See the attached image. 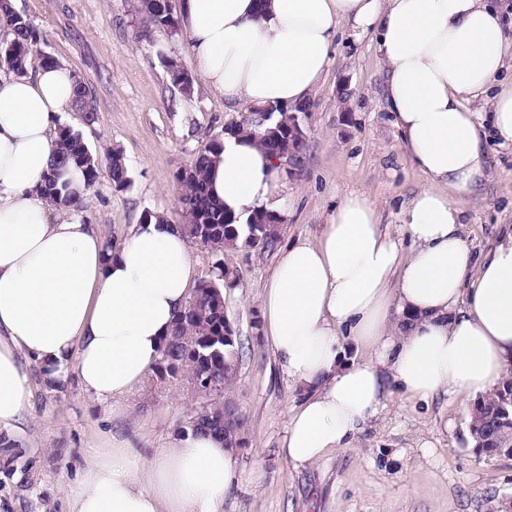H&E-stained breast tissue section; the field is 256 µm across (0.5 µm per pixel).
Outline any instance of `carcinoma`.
<instances>
[{"label":"carcinoma","mask_w":512,"mask_h":512,"mask_svg":"<svg viewBox=\"0 0 512 512\" xmlns=\"http://www.w3.org/2000/svg\"><path fill=\"white\" fill-rule=\"evenodd\" d=\"M133 12L144 24L161 28L172 35L178 34L179 23L173 0H133ZM0 27L7 36L0 41V68L23 73L33 48L41 38L40 30L27 17L7 5L0 6ZM170 81L180 88L184 97L193 94V77L175 60L163 57ZM72 108L85 114L87 122L95 120L96 109L88 96L84 83L74 79ZM309 112L304 102L292 109L269 107L251 109L230 133L248 132L259 138V144L275 157L283 152L280 137L296 132L298 158H304L308 143L301 115ZM58 148L51 163L45 186L46 194L66 206H79V198L68 190V183L59 182L60 172L72 168L81 173L85 187L95 185L99 166L107 164L110 178L118 190L130 184L128 168L120 149L109 151L104 158L89 156V150L80 134L62 126L58 128ZM222 149V140L214 137L198 148L191 165L178 169L175 179L180 186L185 236L198 242L212 259L211 275L192 289L189 303L194 311L190 315L178 314L169 333L164 337L155 376L159 385L173 386L187 382L203 402L182 421L180 429L199 434H211L224 440V447L241 450L247 445L248 417L231 395L237 383L245 354V343L239 330L231 325L224 306V289L234 286L236 273L224 259L225 247L245 234V247L270 251L279 239L284 222L274 211L258 210L245 222L224 211V205L209 193L207 173L212 157ZM512 395V368L497 390L478 398L472 405L470 423L481 440L476 453L490 456L509 455L512 445V407L509 415L500 412L502 398ZM0 467L7 475L19 471L17 483L20 491L33 486L30 477L33 460L26 449L0 433Z\"/></svg>","instance_id":"1"}]
</instances>
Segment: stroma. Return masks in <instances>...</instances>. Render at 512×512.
<instances>
[{
    "instance_id": "stroma-1",
    "label": "stroma",
    "mask_w": 512,
    "mask_h": 512,
    "mask_svg": "<svg viewBox=\"0 0 512 512\" xmlns=\"http://www.w3.org/2000/svg\"><path fill=\"white\" fill-rule=\"evenodd\" d=\"M42 38L28 64L42 56L67 65L88 87L96 105L94 122L75 109L57 123L78 132L97 156L120 148L130 186L116 190L107 167L85 195L79 217L95 225L107 248L119 247L144 211L181 222L175 172L188 166L199 146L223 136L244 117V107L226 103L203 80L184 35L143 31L131 0H13ZM164 55H157V48ZM192 75L193 95L184 98L169 80L165 58ZM348 79L351 94L339 100L336 87ZM384 66L372 34L342 33L331 65L309 98L303 118L309 139L305 168L282 177L285 203L281 238H314L330 210L347 193L366 195L381 220L396 226L400 204L426 188L411 163L383 99ZM349 121L339 124L340 111ZM488 179L480 195L465 199L464 234L475 252L486 253L512 229V145L495 130L486 138ZM274 255L244 249L230 256L237 285L225 298L240 333L256 336L262 287ZM31 388L23 417L9 435L34 461L29 500L14 493L15 478L0 477V505L8 512H68L65 494L90 457L113 438L134 443L148 459L166 446L201 399L188 386L160 387L155 380L125 402L120 415L90 398L75 371L63 391L49 389L37 364L28 366ZM302 391L279 370L268 343H261L240 370L237 396L249 417V447L236 458L238 483L224 512H486L484 493L512 496V457L478 456L468 431L470 403L438 396L429 401L391 389L377 416L352 447L336 448L318 462L293 466L282 443L289 412Z\"/></svg>"
}]
</instances>
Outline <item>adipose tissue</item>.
Listing matches in <instances>:
<instances>
[{
    "label": "adipose tissue",
    "mask_w": 512,
    "mask_h": 512,
    "mask_svg": "<svg viewBox=\"0 0 512 512\" xmlns=\"http://www.w3.org/2000/svg\"><path fill=\"white\" fill-rule=\"evenodd\" d=\"M179 12L206 84L251 108L305 102L339 30L373 33L385 103L429 182L401 204L400 236L351 192L315 238L281 249L261 313L277 365L305 390L286 422L289 461L351 447L389 388L420 399L492 393L512 366V231L476 256L463 200L487 177L485 126L512 143V88L486 118L465 103L512 68V0H180ZM72 96L63 66L0 72V427L25 408L28 359L74 367L90 397L122 412L190 296L180 225L139 222L108 251L93 225L43 195ZM281 173L253 137L228 134L209 189L244 220L281 208ZM350 343L372 359H347ZM236 456L188 432L141 470L132 443L113 442L69 489V512H224Z\"/></svg>",
    "instance_id": "obj_1"
}]
</instances>
